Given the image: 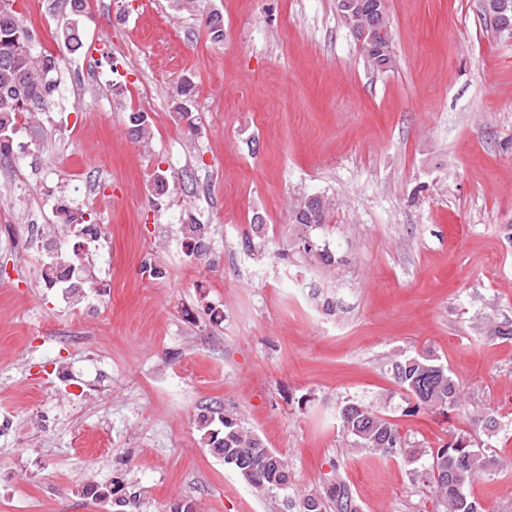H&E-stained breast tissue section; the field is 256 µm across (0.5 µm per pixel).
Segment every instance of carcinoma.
Wrapping results in <instances>:
<instances>
[{"label":"carcinoma","instance_id":"obj_1","mask_svg":"<svg viewBox=\"0 0 512 512\" xmlns=\"http://www.w3.org/2000/svg\"><path fill=\"white\" fill-rule=\"evenodd\" d=\"M364 9L362 24L391 27L387 11L380 0H361ZM62 8L78 17H91L88 0H61ZM34 35L23 17L14 8L0 12V160L13 155L17 135L24 131L29 144L38 146L44 137L39 126H31L27 116L43 112L57 88L51 73L59 69L60 57L46 49L39 52L33 47ZM368 65L385 72L394 64L393 54L381 58L376 47L362 44ZM194 85L187 81L177 88L176 112L189 115ZM330 201L323 197H303L290 211V223L306 228L329 222ZM65 229L54 224L45 244L55 247V258L70 267L73 281L68 287L70 297L80 299L84 284L93 275L77 256L62 247ZM184 237L188 239V256L211 264V247L207 225L192 222L184 225ZM393 378L408 401H414L412 411L436 410L447 414L456 410L462 401L459 382L447 366L423 354H404L392 363ZM337 416L350 445L368 448L384 458L404 452L410 446L407 437L400 433L398 424L375 407L358 400H347L339 405ZM221 429H210L214 421ZM209 415L200 417V430L211 454L232 467L241 479L257 493L286 491L291 487L288 461L278 451L244 428L234 414L224 412L218 419ZM438 460L437 474L427 473L430 465L416 478L434 489L435 512H482L481 505L471 494L476 476L490 472L496 460L486 456L467 431L453 434L448 442L431 452L428 461ZM299 512H358L348 487L338 482L325 492L305 496L299 504Z\"/></svg>","mask_w":512,"mask_h":512}]
</instances>
